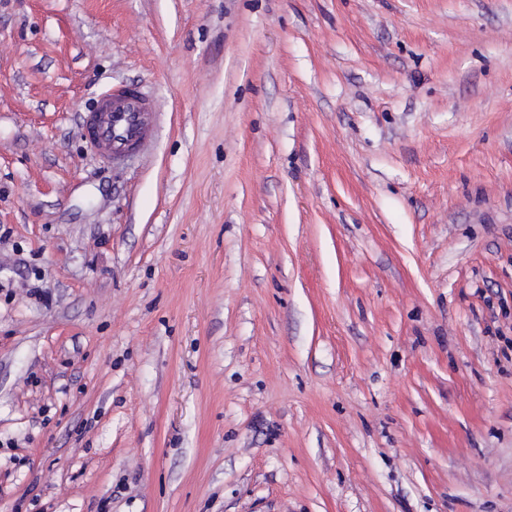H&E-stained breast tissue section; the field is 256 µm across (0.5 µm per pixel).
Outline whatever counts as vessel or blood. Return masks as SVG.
<instances>
[{"mask_svg":"<svg viewBox=\"0 0 512 512\" xmlns=\"http://www.w3.org/2000/svg\"><path fill=\"white\" fill-rule=\"evenodd\" d=\"M157 119L155 103L143 92L120 87L102 94L83 124L89 142L107 159L118 161L130 145H146L147 127Z\"/></svg>","mask_w":512,"mask_h":512,"instance_id":"vessel-or-blood-1","label":"vessel or blood"}]
</instances>
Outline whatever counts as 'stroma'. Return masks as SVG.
<instances>
[{
	"mask_svg": "<svg viewBox=\"0 0 512 512\" xmlns=\"http://www.w3.org/2000/svg\"><path fill=\"white\" fill-rule=\"evenodd\" d=\"M0 512H512V0H0ZM156 105L143 92L126 87L109 90L83 118L89 142L107 159L121 160L134 149L147 143L146 130L158 119Z\"/></svg>",
	"mask_w": 512,
	"mask_h": 512,
	"instance_id": "stroma-1",
	"label": "stroma"
}]
</instances>
